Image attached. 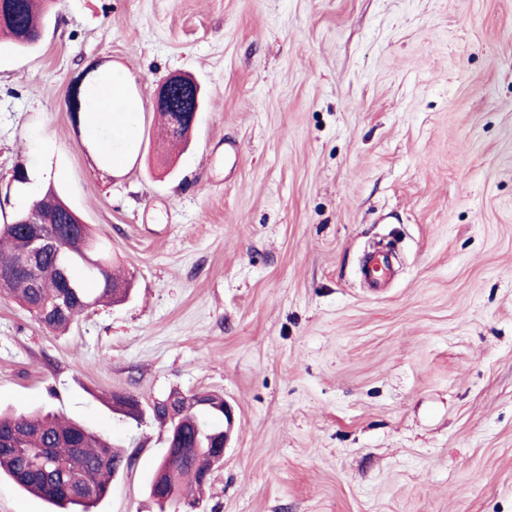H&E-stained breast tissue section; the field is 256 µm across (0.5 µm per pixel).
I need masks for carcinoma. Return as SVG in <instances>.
Here are the masks:
<instances>
[{"instance_id":"cac0c4a2","label":"carcinoma","mask_w":512,"mask_h":512,"mask_svg":"<svg viewBox=\"0 0 512 512\" xmlns=\"http://www.w3.org/2000/svg\"><path fill=\"white\" fill-rule=\"evenodd\" d=\"M55 4L56 0H0V33L10 37L16 50L35 48ZM40 216L52 222L61 240L71 288H61L53 252L44 255L37 274L22 268L20 241L34 229L27 220ZM90 256L106 263V272L92 273L86 264ZM0 273V294L18 300L39 323L60 333L89 308L103 302L121 303L132 290V281L107 263L89 225L52 185L37 199L35 211L20 210L10 223L0 226ZM63 292L70 300L65 315H45L44 305ZM149 409L155 420L168 427L171 448L170 458L151 483L150 495L157 499L159 512H174V487L200 491L219 465L216 445L223 438L224 398L207 394L189 405L177 398L169 407L156 401ZM118 462L128 468L132 456L63 415L42 410L0 412V478L46 500L52 512H89L109 491Z\"/></svg>"}]
</instances>
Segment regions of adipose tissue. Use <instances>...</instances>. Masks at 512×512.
Masks as SVG:
<instances>
[{"instance_id":"obj_1","label":"adipose tissue","mask_w":512,"mask_h":512,"mask_svg":"<svg viewBox=\"0 0 512 512\" xmlns=\"http://www.w3.org/2000/svg\"><path fill=\"white\" fill-rule=\"evenodd\" d=\"M128 82L124 70H112L105 91L96 99L99 113L111 132L112 165L116 168L124 166L134 151L137 119L141 110L140 105H129L125 97Z\"/></svg>"}]
</instances>
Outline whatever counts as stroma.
Wrapping results in <instances>:
<instances>
[{
  "instance_id": "1",
  "label": "stroma",
  "mask_w": 512,
  "mask_h": 512,
  "mask_svg": "<svg viewBox=\"0 0 512 512\" xmlns=\"http://www.w3.org/2000/svg\"><path fill=\"white\" fill-rule=\"evenodd\" d=\"M117 68L118 170L67 108ZM178 73L204 105L170 154ZM51 185L133 292L62 334L0 299V407L132 454L94 512H158L165 430L112 396L173 390L238 413L195 512H512V0H58L0 52V219ZM108 76L109 84L97 96L96 106L111 132V164L114 168H121L134 151L138 112H141L142 105L136 103L132 106L125 98L129 77L124 70L114 69ZM119 106H122V112H115Z\"/></svg>"
}]
</instances>
